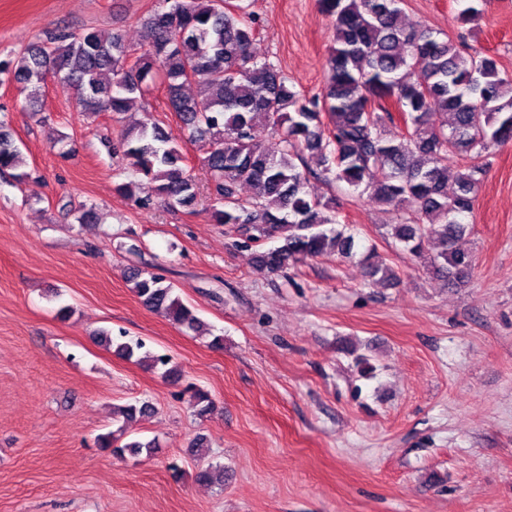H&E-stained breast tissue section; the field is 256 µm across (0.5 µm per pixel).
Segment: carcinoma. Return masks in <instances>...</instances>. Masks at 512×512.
I'll return each instance as SVG.
<instances>
[{
	"instance_id": "carcinoma-1",
	"label": "carcinoma",
	"mask_w": 512,
	"mask_h": 512,
	"mask_svg": "<svg viewBox=\"0 0 512 512\" xmlns=\"http://www.w3.org/2000/svg\"><path fill=\"white\" fill-rule=\"evenodd\" d=\"M403 0H318L334 21L336 38L328 51L323 88L306 96L270 61L252 51L259 18L245 0H158L146 22L147 48L135 61L119 33L94 28H61L18 50H0V81L16 85L27 107L36 111L42 88L53 78L75 88L81 111L109 112L121 122L154 86L166 91L169 110L188 139L200 144L215 224L243 232L240 246L253 250L256 270L277 273L306 258L327 253L354 255V238L339 221L335 199L306 191L318 173L304 159H317L336 182L362 190L376 205L399 206L393 238L414 258L430 255L431 268L447 286L466 285L473 273L470 253L458 247L470 230L485 165L453 172L448 193V160L481 156L492 145L512 142V78L496 60L449 36L439 39L427 27L403 23ZM460 25L476 20L487 0H457ZM196 86V94L184 88ZM446 115L438 126L435 117ZM403 125L390 137L386 128ZM279 131L263 143L260 128ZM124 157L136 179L117 186L141 208V180L173 207L193 208L198 183L185 165L181 145L158 124L129 129ZM9 124L0 118V173H29ZM255 194L244 198L238 187ZM276 238L281 244L262 249ZM371 279L391 285L395 270L373 252L362 256ZM149 309L195 331L198 319L173 295V286L150 273L130 277ZM96 336L131 359L137 342L114 343L107 331ZM198 416L214 410L207 393L196 390ZM114 433L97 439L99 448L123 455L152 453L155 442L135 440L114 446Z\"/></svg>"
}]
</instances>
